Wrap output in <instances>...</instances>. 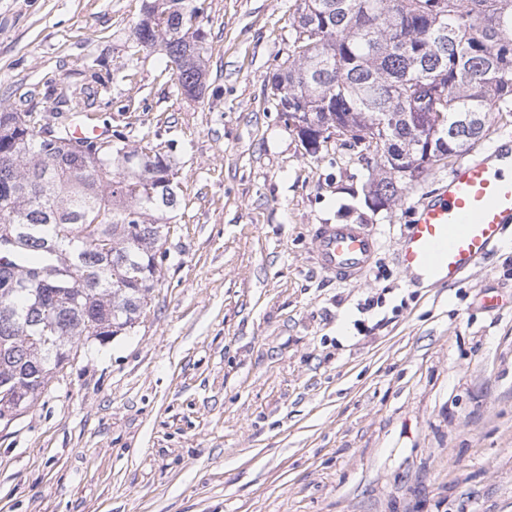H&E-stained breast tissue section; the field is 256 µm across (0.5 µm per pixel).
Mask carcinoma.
Masks as SVG:
<instances>
[{
	"instance_id": "1",
	"label": "carcinoma",
	"mask_w": 512,
	"mask_h": 512,
	"mask_svg": "<svg viewBox=\"0 0 512 512\" xmlns=\"http://www.w3.org/2000/svg\"><path fill=\"white\" fill-rule=\"evenodd\" d=\"M192 0H147L133 37L159 49L178 85L203 91L206 32ZM295 37L269 82L312 155L341 144L372 170L365 201L392 206L434 166L512 122V0H296ZM0 112V403L23 412L72 349L132 328L158 282L156 247L182 199L168 156L128 148L71 155ZM432 135L419 144L416 128Z\"/></svg>"
}]
</instances>
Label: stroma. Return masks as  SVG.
Instances as JSON below:
<instances>
[{
	"mask_svg": "<svg viewBox=\"0 0 512 512\" xmlns=\"http://www.w3.org/2000/svg\"><path fill=\"white\" fill-rule=\"evenodd\" d=\"M198 3L194 100L134 51L144 0H0V111L107 123L185 202L144 317L0 430V512H512V226L414 285L402 226L450 167L369 212L355 152L309 154L276 110L295 0ZM362 215L381 246L337 281L313 230Z\"/></svg>",
	"mask_w": 512,
	"mask_h": 512,
	"instance_id": "obj_1",
	"label": "stroma"
}]
</instances>
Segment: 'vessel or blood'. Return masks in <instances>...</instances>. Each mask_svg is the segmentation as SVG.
I'll use <instances>...</instances> for the list:
<instances>
[{
	"instance_id": "1",
	"label": "vessel or blood",
	"mask_w": 512,
	"mask_h": 512,
	"mask_svg": "<svg viewBox=\"0 0 512 512\" xmlns=\"http://www.w3.org/2000/svg\"><path fill=\"white\" fill-rule=\"evenodd\" d=\"M512 149L460 163L439 193L422 202L400 235L399 262L413 280L447 287L483 259L512 223V175L502 162ZM322 270L341 281L358 279L380 247L363 224H323L314 231Z\"/></svg>"
}]
</instances>
